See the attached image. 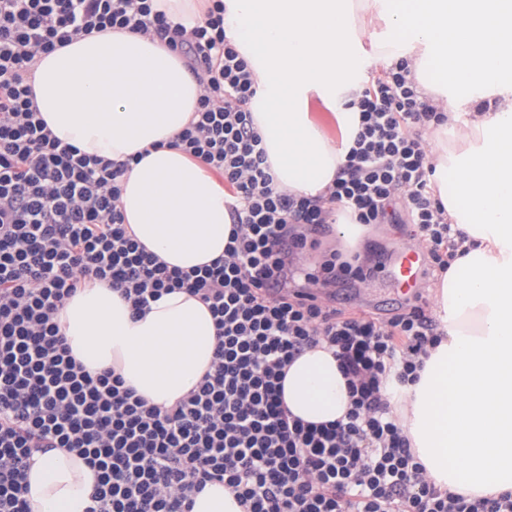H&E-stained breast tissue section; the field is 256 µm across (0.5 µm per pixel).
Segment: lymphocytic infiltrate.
<instances>
[{"label":"lymphocytic infiltrate","mask_w":512,"mask_h":512,"mask_svg":"<svg viewBox=\"0 0 512 512\" xmlns=\"http://www.w3.org/2000/svg\"><path fill=\"white\" fill-rule=\"evenodd\" d=\"M224 0L188 28L152 0H0V512H29L31 455L60 448L96 472L86 512H190L221 482L244 512H512V494L438 489L396 410L441 341L422 297L383 317L336 307L332 289L368 282L370 251L332 249L311 266L333 206L355 223L410 224L428 273L465 241L430 182L427 130L446 116L407 59L354 97L360 128L325 196L278 187L254 126L256 81L226 35ZM127 29L184 56L202 86L174 145L224 181L232 229L223 258L182 270L148 253L119 207L127 163L82 154L47 128L27 79L72 37ZM91 280L136 312L179 289L206 304L210 371L176 405L148 404L113 371L77 362L54 317ZM327 344L344 376V419L308 423L283 402L285 369Z\"/></svg>","instance_id":"obj_1"}]
</instances>
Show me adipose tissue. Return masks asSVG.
<instances>
[{
    "mask_svg": "<svg viewBox=\"0 0 512 512\" xmlns=\"http://www.w3.org/2000/svg\"><path fill=\"white\" fill-rule=\"evenodd\" d=\"M226 32L254 71L252 110L280 186L317 197L359 129L347 108L364 73L400 57L447 119L427 135L449 217L466 236L435 294L442 340L407 387L406 433L444 491L512 493V0H226ZM386 33L368 37L366 19ZM48 129L81 153L132 163L120 209L137 240L168 265L223 257L230 199L203 165L174 147L198 109L199 81L178 52L128 30L73 40L39 57L31 75ZM332 111L337 136L309 112ZM500 98L476 111L477 98ZM73 355L113 369L149 403L171 407L209 370L216 344L207 306L187 291L135 314L104 282L78 289L56 317ZM283 400L310 423L344 418L346 381L319 345L286 369ZM30 512H84L94 473L59 449L34 453Z\"/></svg>",
    "mask_w": 512,
    "mask_h": 512,
    "instance_id": "ef3b65f1",
    "label": "adipose tissue"
}]
</instances>
